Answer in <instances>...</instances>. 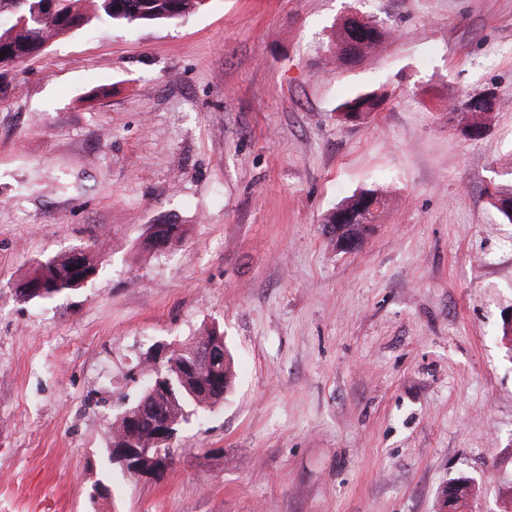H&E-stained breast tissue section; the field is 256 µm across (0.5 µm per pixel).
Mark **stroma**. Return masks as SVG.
Listing matches in <instances>:
<instances>
[{"mask_svg": "<svg viewBox=\"0 0 512 512\" xmlns=\"http://www.w3.org/2000/svg\"><path fill=\"white\" fill-rule=\"evenodd\" d=\"M350 13L391 26L343 66ZM495 90L481 139L457 112ZM357 91L383 102L345 123ZM512 0H209L92 22L0 76V512H464L512 493ZM393 202L341 253L325 214ZM182 239L146 249L150 228ZM91 247L86 288L23 301ZM219 327L236 379L159 477L109 465L158 345ZM44 267L42 264L35 270V272L27 280L40 284L29 285L24 288V296L20 297L22 300L29 298L37 288L39 292L35 293L31 300L52 299L56 296L66 294L69 292L77 291L80 288H75L74 281L79 275V271L74 266L70 251L58 254L47 261Z\"/></svg>", "mask_w": 512, "mask_h": 512, "instance_id": "stroma-1", "label": "stroma"}]
</instances>
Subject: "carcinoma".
I'll return each mask as SVG.
<instances>
[{"instance_id":"cac0c4a2","label":"carcinoma","mask_w":512,"mask_h":512,"mask_svg":"<svg viewBox=\"0 0 512 512\" xmlns=\"http://www.w3.org/2000/svg\"><path fill=\"white\" fill-rule=\"evenodd\" d=\"M42 0H0V15L31 13L34 5ZM199 8L198 0H53V10L36 24L19 25L14 22L0 25V69L13 67L41 53V46L56 40L70 31L100 19L116 25L139 26L156 21L177 22ZM392 29L384 23L364 18L357 20L346 16L336 27V62L343 66L353 65L374 54V50L392 39ZM380 98L373 92H358L337 106L345 121L361 120L376 110ZM466 115H477L474 125L487 128L491 113L481 106V99L473 96L466 101ZM492 204L502 218L512 224V185H501L491 195ZM390 202L383 189L363 191L343 199L328 212L323 220L324 233L333 240L353 235H368L366 225L373 223ZM79 271L70 253L58 254L39 266L29 280L41 285L33 299H52L75 291L74 281ZM224 345V334L216 328H205L192 343L176 348L162 363L163 375L172 381L169 395L155 394L146 389L133 404L121 409L112 424V438L120 433L134 436L144 444H150L151 424L143 419L135 423L131 419L141 410L172 418L176 425L186 422L189 416L215 408L218 400L225 397L233 385L234 373L229 351L217 367L218 383L210 386L205 376L192 377L184 371V361L189 359L199 344Z\"/></svg>"}]
</instances>
